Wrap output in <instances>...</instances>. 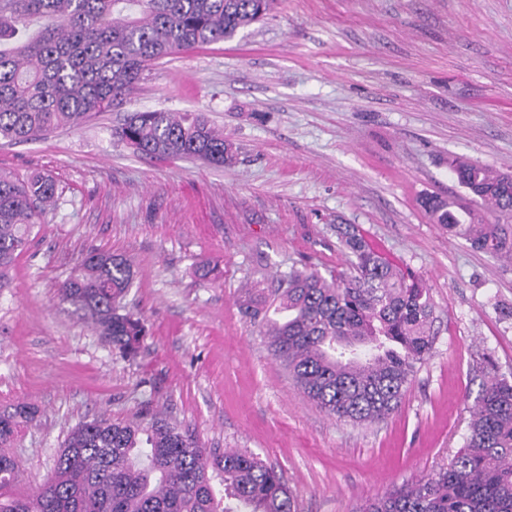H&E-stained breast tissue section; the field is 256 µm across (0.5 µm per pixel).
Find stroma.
Instances as JSON below:
<instances>
[{"mask_svg": "<svg viewBox=\"0 0 512 512\" xmlns=\"http://www.w3.org/2000/svg\"><path fill=\"white\" fill-rule=\"evenodd\" d=\"M203 113L235 164L134 154L126 113ZM452 157L512 172V0H278L234 39L153 63L119 106L26 144L0 169L60 197L0 293V405L40 410L14 445L34 491L79 421L159 410L207 447L281 471L298 512H354L446 466L489 369L512 374V263L434 222L465 196ZM354 226L430 290L433 353L398 409L328 417L268 353L237 301L250 280L349 269ZM129 258L148 336L125 361L58 296L83 254Z\"/></svg>", "mask_w": 512, "mask_h": 512, "instance_id": "stroma-1", "label": "stroma"}]
</instances>
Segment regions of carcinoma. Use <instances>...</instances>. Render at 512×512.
I'll use <instances>...</instances> for the list:
<instances>
[{
	"label": "carcinoma",
	"mask_w": 512,
	"mask_h": 512,
	"mask_svg": "<svg viewBox=\"0 0 512 512\" xmlns=\"http://www.w3.org/2000/svg\"><path fill=\"white\" fill-rule=\"evenodd\" d=\"M274 0H0V139L37 140L109 110L149 65L176 51L233 39L265 18ZM113 136L150 157H196L216 166L233 145L201 113L132 112ZM458 183L478 191L467 205L429 196L436 223L471 246L512 260V175L458 158ZM58 199L56 182L0 171V293L10 270ZM341 242L351 271L331 279L294 270L241 289L238 308L267 349L322 411L356 425L382 421L433 352L429 289L384 260L358 234ZM133 281L126 258L86 253L60 284L61 301L133 360L148 335L123 304ZM38 408L0 409V512H296L277 470L256 454L205 447L159 411L72 427L51 476L17 496L12 452ZM363 512H512V379L482 381L463 444L448 466L365 504Z\"/></svg>",
	"instance_id": "cac0c4a2"
}]
</instances>
